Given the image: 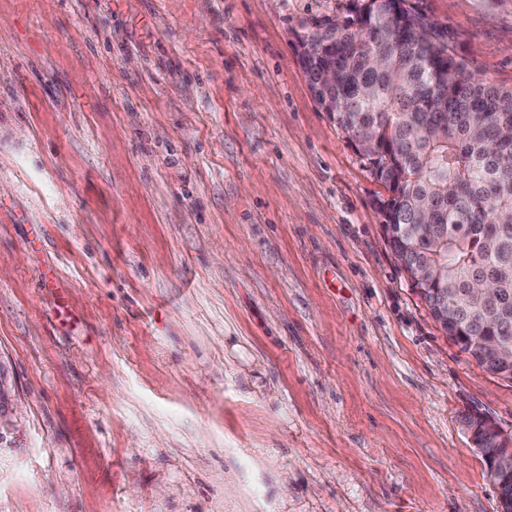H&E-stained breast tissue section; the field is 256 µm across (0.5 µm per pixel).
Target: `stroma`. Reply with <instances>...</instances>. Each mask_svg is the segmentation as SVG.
I'll return each mask as SVG.
<instances>
[{
  "label": "stroma",
  "instance_id": "35a3bbf8",
  "mask_svg": "<svg viewBox=\"0 0 512 512\" xmlns=\"http://www.w3.org/2000/svg\"><path fill=\"white\" fill-rule=\"evenodd\" d=\"M512 88V0H411ZM352 0H0V512H500L460 352L298 56ZM0 443L6 438V434L13 431L12 415L16 405L15 385L6 364L0 360ZM10 413V416H9Z\"/></svg>",
  "mask_w": 512,
  "mask_h": 512
}]
</instances>
